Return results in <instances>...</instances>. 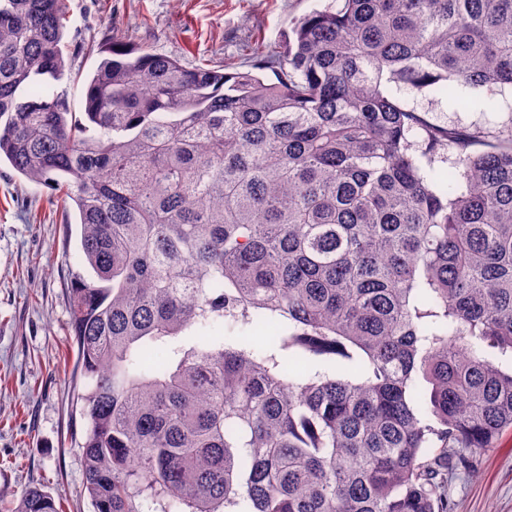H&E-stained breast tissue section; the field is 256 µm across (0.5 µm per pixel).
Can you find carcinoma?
Masks as SVG:
<instances>
[{"label": "carcinoma", "mask_w": 512, "mask_h": 512, "mask_svg": "<svg viewBox=\"0 0 512 512\" xmlns=\"http://www.w3.org/2000/svg\"><path fill=\"white\" fill-rule=\"evenodd\" d=\"M340 2L252 49L273 81L90 39L76 114L44 88L68 0H0V160L76 208L95 273L69 289L94 512H453L512 429V120L383 91L512 88V0ZM224 321L283 332L201 333ZM385 91L398 98L408 107L426 111V118L437 125H458L494 127L510 119L512 104L511 89H505V95L486 88H460L457 96L464 104L458 105L434 87L417 93L403 85L387 84ZM512 113V112H511Z\"/></svg>", "instance_id": "carcinoma-1"}]
</instances>
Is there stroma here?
Instances as JSON below:
<instances>
[{"label":"stroma","instance_id":"1","mask_svg":"<svg viewBox=\"0 0 512 512\" xmlns=\"http://www.w3.org/2000/svg\"><path fill=\"white\" fill-rule=\"evenodd\" d=\"M332 0H69L65 39L72 74L88 77L100 54L88 39L119 35L133 45L177 56L182 65L249 72L248 47L281 44L294 22ZM387 93L441 126L493 127L512 119V93L464 87L456 99L437 89L388 84ZM44 186L0 163V512L39 487L64 512H93L83 492L79 442L86 423L79 396L65 288L71 275L91 277L76 229L51 205ZM455 512H512V433L480 455L477 472L449 485Z\"/></svg>","mask_w":512,"mask_h":512}]
</instances>
